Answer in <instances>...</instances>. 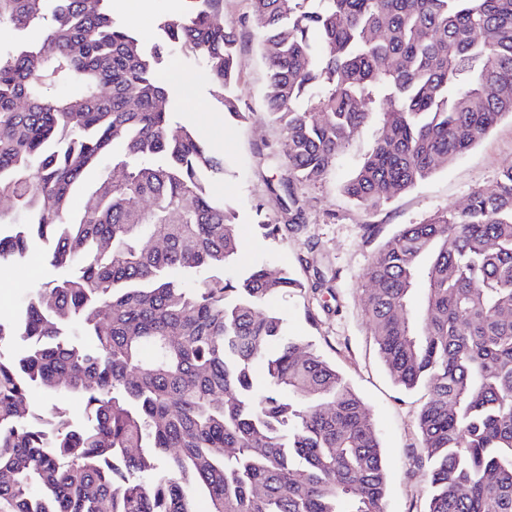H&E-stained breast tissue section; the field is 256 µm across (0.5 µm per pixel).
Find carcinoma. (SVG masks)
<instances>
[{"mask_svg": "<svg viewBox=\"0 0 512 512\" xmlns=\"http://www.w3.org/2000/svg\"><path fill=\"white\" fill-rule=\"evenodd\" d=\"M165 44L204 62L238 121L224 0H184ZM108 0H0L35 41L0 51V262L37 240L57 277L0 317V512H384L368 409L264 310L306 285L236 278L235 217L204 175L226 161L171 128L162 48ZM288 180L326 177L375 112L342 192L377 208L512 115V0H252ZM307 97L311 106H299ZM103 175L82 206L71 194ZM365 317L394 382L422 386L424 512H512V165L467 205L374 253ZM263 366L265 384L255 381ZM75 397L86 421L27 398Z\"/></svg>", "mask_w": 512, "mask_h": 512, "instance_id": "obj_1", "label": "carcinoma"}]
</instances>
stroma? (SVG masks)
I'll return each mask as SVG.
<instances>
[{
  "instance_id": "35a3bbf8",
  "label": "stroma",
  "mask_w": 512,
  "mask_h": 512,
  "mask_svg": "<svg viewBox=\"0 0 512 512\" xmlns=\"http://www.w3.org/2000/svg\"><path fill=\"white\" fill-rule=\"evenodd\" d=\"M172 0H108L113 18L157 41L160 19ZM224 22L237 28L239 80L234 93L250 120L243 125L218 110L200 57L172 50L162 73L181 83L184 93L172 103L171 122L193 124L199 137L227 160L222 180L210 191L236 213L242 241L240 265L272 263L307 280L321 272L327 287L270 302L285 313L290 335L311 341L333 363L365 402L383 448L388 495L386 512H423L426 466L415 431L425 389L397 386L380 359L364 318L365 269L378 248L404 225L426 222L436 212L463 207L470 192L491 184L512 164V118L504 117L470 151L438 167L427 179L375 210L349 200L343 184L371 151L381 124L378 117L356 133L337 156L328 178L296 185L303 209L301 223L262 237L257 224L280 221L273 191L288 176L281 135L266 114L267 69L259 47L251 0H224ZM240 265L226 269L235 276ZM42 244L31 245L25 259L0 263V314H13L28 289L54 279Z\"/></svg>"
}]
</instances>
